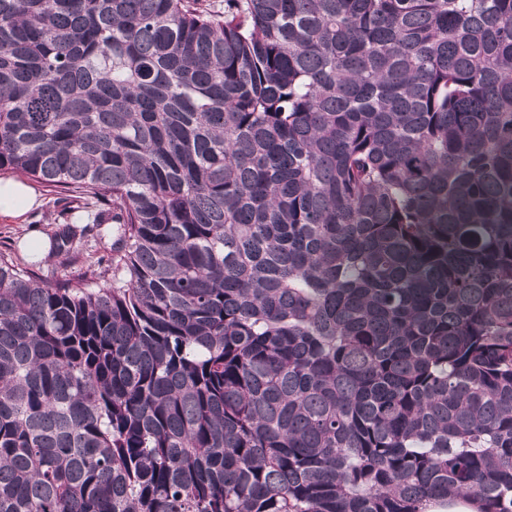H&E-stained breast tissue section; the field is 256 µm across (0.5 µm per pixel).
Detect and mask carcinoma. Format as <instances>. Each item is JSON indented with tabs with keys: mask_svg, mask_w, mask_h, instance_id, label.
I'll return each mask as SVG.
<instances>
[{
	"mask_svg": "<svg viewBox=\"0 0 512 512\" xmlns=\"http://www.w3.org/2000/svg\"><path fill=\"white\" fill-rule=\"evenodd\" d=\"M0 512H512V0H0ZM14 175L19 174L10 171H2L0 174V178L6 179H0V251L12 254L14 252L16 257L31 264V260L19 249V242L26 238L32 230H39L47 238H50V235L62 229L66 224H63L64 220L59 216L61 208L57 204L59 196L44 184L25 177L41 202L37 208L27 213L35 204V196L24 182L7 179ZM3 216L11 218L24 216V219L14 220ZM79 223L82 224H71L77 230V237H82V250L76 259H73L65 266H60L59 261L61 258H55L51 262L40 264V269L34 268V270L46 273L47 269L57 267L59 276L69 275L76 276L80 273H84L89 269L97 268L98 261H107L112 258V243L115 240V236L107 232L106 229L112 228V226L103 225L96 227L92 223V218L84 215ZM89 229L84 235H80V230ZM95 265V266H94Z\"/></svg>",
	"mask_w": 512,
	"mask_h": 512,
	"instance_id": "carcinoma-1",
	"label": "carcinoma"
}]
</instances>
